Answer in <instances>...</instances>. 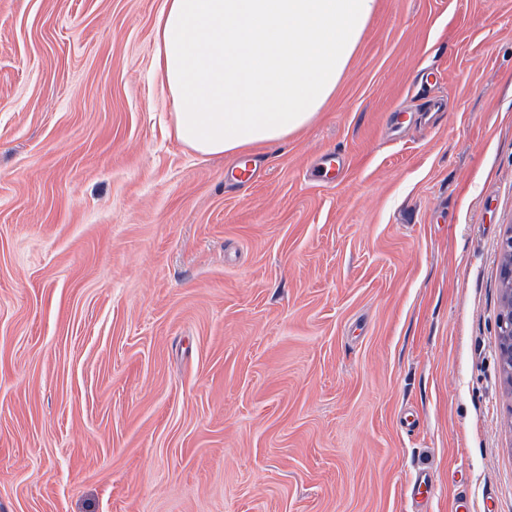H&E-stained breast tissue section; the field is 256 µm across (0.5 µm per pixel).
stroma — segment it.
I'll return each mask as SVG.
<instances>
[{"label": "stroma", "instance_id": "obj_1", "mask_svg": "<svg viewBox=\"0 0 512 512\" xmlns=\"http://www.w3.org/2000/svg\"><path fill=\"white\" fill-rule=\"evenodd\" d=\"M162 3L0 0V512H512V0H379L245 183ZM502 254L506 263L501 268V278L508 288H504V301L499 324L502 327L500 335L503 343L499 346V360L506 364L509 376L508 383L512 386V228L503 236L501 242Z\"/></svg>", "mask_w": 512, "mask_h": 512}]
</instances>
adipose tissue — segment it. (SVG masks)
Returning a JSON list of instances; mask_svg holds the SVG:
<instances>
[{
    "label": "adipose tissue",
    "instance_id": "obj_1",
    "mask_svg": "<svg viewBox=\"0 0 512 512\" xmlns=\"http://www.w3.org/2000/svg\"><path fill=\"white\" fill-rule=\"evenodd\" d=\"M378 0H163L153 67L177 138L205 155L273 147L330 100Z\"/></svg>",
    "mask_w": 512,
    "mask_h": 512
}]
</instances>
